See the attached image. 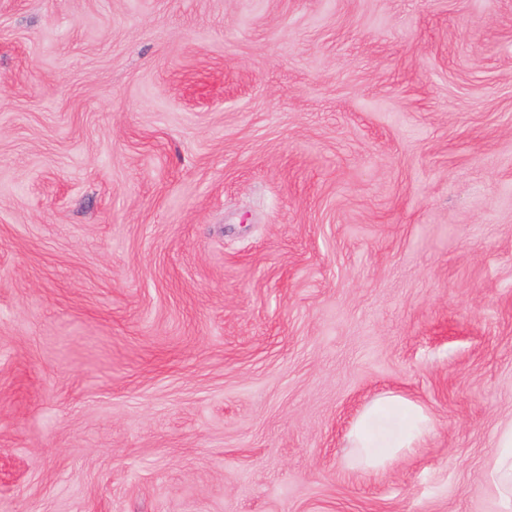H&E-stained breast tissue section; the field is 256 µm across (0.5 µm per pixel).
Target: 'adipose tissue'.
I'll use <instances>...</instances> for the list:
<instances>
[{"label": "adipose tissue", "instance_id": "obj_1", "mask_svg": "<svg viewBox=\"0 0 512 512\" xmlns=\"http://www.w3.org/2000/svg\"><path fill=\"white\" fill-rule=\"evenodd\" d=\"M433 431L432 420L418 404L390 394L365 408L349 437L363 469L392 464L404 450L415 447ZM500 451L490 472L506 512H512V426L498 439Z\"/></svg>", "mask_w": 512, "mask_h": 512}]
</instances>
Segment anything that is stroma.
Masks as SVG:
<instances>
[{"label":"stroma","instance_id":"1","mask_svg":"<svg viewBox=\"0 0 512 512\" xmlns=\"http://www.w3.org/2000/svg\"><path fill=\"white\" fill-rule=\"evenodd\" d=\"M510 424L512 0H0V512H502ZM433 431L432 420L418 404L399 395L378 398L365 408L349 437L365 470L392 464L407 448H414ZM498 448L500 451L490 471V480L501 496L504 512H510L512 510V425L499 436Z\"/></svg>","mask_w":512,"mask_h":512}]
</instances>
